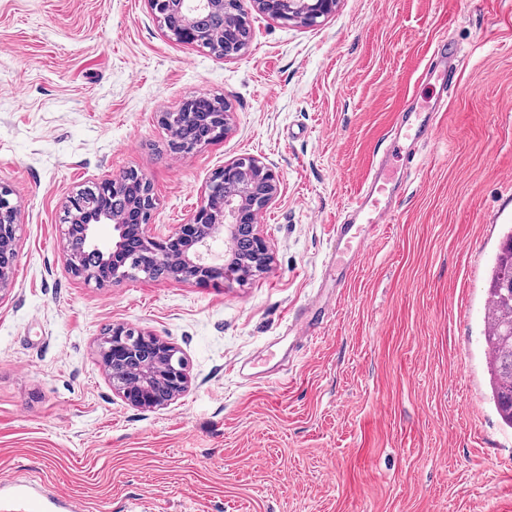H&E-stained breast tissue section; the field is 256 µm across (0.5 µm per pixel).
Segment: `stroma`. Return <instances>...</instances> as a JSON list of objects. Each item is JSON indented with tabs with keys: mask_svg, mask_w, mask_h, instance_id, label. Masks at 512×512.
Instances as JSON below:
<instances>
[{
	"mask_svg": "<svg viewBox=\"0 0 512 512\" xmlns=\"http://www.w3.org/2000/svg\"><path fill=\"white\" fill-rule=\"evenodd\" d=\"M247 13L227 60L177 42L147 0H0V186L19 209L0 473L83 512H512L483 337L495 218L512 214V0H338L312 26ZM439 42L465 59L444 89L420 78ZM201 94L230 128L173 154L161 117ZM438 102L432 138L390 160L407 180L393 223L336 289L332 224L400 112ZM246 157L280 181L264 271L104 288L68 271L69 196L137 170L165 235ZM319 309L320 337L289 352L294 313ZM116 323L182 351L191 383L167 408L113 391L96 348Z\"/></svg>",
	"mask_w": 512,
	"mask_h": 512,
	"instance_id": "1",
	"label": "stroma"
}]
</instances>
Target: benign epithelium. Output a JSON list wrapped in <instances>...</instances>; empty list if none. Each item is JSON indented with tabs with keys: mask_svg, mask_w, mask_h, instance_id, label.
Here are the masks:
<instances>
[{
	"mask_svg": "<svg viewBox=\"0 0 512 512\" xmlns=\"http://www.w3.org/2000/svg\"><path fill=\"white\" fill-rule=\"evenodd\" d=\"M150 9L162 26L167 15L177 13L181 28L174 37L181 43L201 42L200 22L208 14H226L224 27L208 34L212 42L224 44V58L238 55L239 28L245 25V14L234 8L244 0H148ZM259 11L284 21H300L314 25L331 14L337 0H251ZM134 171L104 181L97 192L107 195L112 190L126 189ZM238 180L244 193L237 200L223 199L224 181ZM147 199L146 207L135 204L120 216L111 215L104 204L76 209L75 223L67 226L65 236L80 235L88 249L100 257V267L85 271L78 260L67 257L73 276L97 285H106L134 272L143 273L164 263L172 264L170 278L175 281L195 280L209 284L219 280L243 282L247 276L234 259L224 261L209 257V244L221 234L227 235L230 255L244 233L253 244L255 270L266 263L268 246L256 232L258 215L266 210L280 192L278 177L257 158L229 160L211 178L203 199L190 222L181 224L167 235L159 236L150 225L154 199L149 182L140 178ZM109 224L112 235L103 240L98 226ZM17 210L8 199V191L0 189V296L13 285L16 259ZM98 362L112 374V386L122 401L147 411L162 409L188 389L190 378L187 361L178 347L148 332L124 324H114L98 344Z\"/></svg>",
	"mask_w": 512,
	"mask_h": 512,
	"instance_id": "7a95c632",
	"label": "benign epithelium"
}]
</instances>
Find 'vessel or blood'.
I'll list each match as a JSON object with an SVG mask.
<instances>
[{"label":"vessel or blood","instance_id":"1","mask_svg":"<svg viewBox=\"0 0 512 512\" xmlns=\"http://www.w3.org/2000/svg\"><path fill=\"white\" fill-rule=\"evenodd\" d=\"M432 115L416 109L404 113L393 128L391 142L418 141L432 129ZM401 188L396 172L387 160H380L365 175L360 190L341 218L332 226L329 266L336 271V285H347V276L361 265L371 232L381 224L383 215L393 213ZM9 489L11 512H72L70 498L56 495L44 498L35 485L19 486L15 478L0 481V491Z\"/></svg>","mask_w":512,"mask_h":512}]
</instances>
